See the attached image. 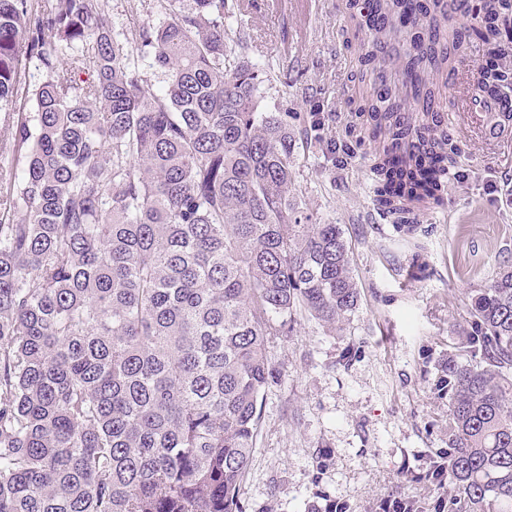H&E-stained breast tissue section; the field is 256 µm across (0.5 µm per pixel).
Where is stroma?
<instances>
[{
	"instance_id": "35a3bbf8",
	"label": "stroma",
	"mask_w": 512,
	"mask_h": 512,
	"mask_svg": "<svg viewBox=\"0 0 512 512\" xmlns=\"http://www.w3.org/2000/svg\"><path fill=\"white\" fill-rule=\"evenodd\" d=\"M114 32L130 21H166L157 0H103ZM361 0H245L227 20L251 37V53L282 73L262 106L296 136L301 203L317 222L340 225L360 305L342 333L298 314L292 333L268 341L281 373L264 393L253 457L239 486L243 512H311L348 500L374 512L403 473L447 445V402L434 399L435 361L467 319L477 288L512 265V118L497 140L484 134L480 41L449 55L440 88L443 129L456 149L442 206L417 211L404 235L377 201L374 146L359 138Z\"/></svg>"
}]
</instances>
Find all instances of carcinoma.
Returning <instances> with one entry per match:
<instances>
[{"instance_id": "obj_1", "label": "carcinoma", "mask_w": 512, "mask_h": 512, "mask_svg": "<svg viewBox=\"0 0 512 512\" xmlns=\"http://www.w3.org/2000/svg\"><path fill=\"white\" fill-rule=\"evenodd\" d=\"M179 2L116 34L101 0H0V113L24 159L0 167V512H243L268 337L299 312L341 333L359 307L344 232L300 206L294 135L261 110L277 64L224 27L239 0ZM363 22L358 108L381 206L409 235L446 193L452 150L429 120L446 50L497 49L512 0L472 27L450 0H370ZM30 55L46 73L33 126ZM485 82L512 86V69ZM456 336L431 387L448 447L407 470L427 497L379 512H512V266ZM24 64L18 107H20V112L33 116L36 112L33 90L43 81L45 74H43L42 65L35 57H27Z\"/></svg>"}]
</instances>
